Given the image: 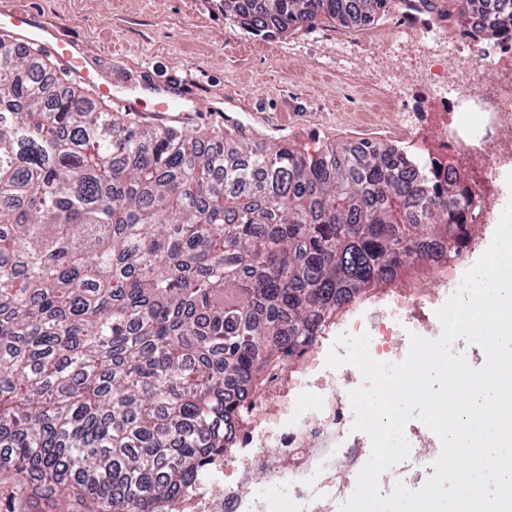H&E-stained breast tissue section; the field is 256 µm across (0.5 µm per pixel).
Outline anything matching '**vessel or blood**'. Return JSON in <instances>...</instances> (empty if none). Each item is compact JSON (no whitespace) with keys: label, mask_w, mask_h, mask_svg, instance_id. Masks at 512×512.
<instances>
[{"label":"vessel or blood","mask_w":512,"mask_h":512,"mask_svg":"<svg viewBox=\"0 0 512 512\" xmlns=\"http://www.w3.org/2000/svg\"><path fill=\"white\" fill-rule=\"evenodd\" d=\"M0 35L17 45H37L53 55L68 71L88 85L96 98L112 97V88L101 83L96 70L90 69L82 46L57 35L54 28L31 14L16 10L0 13Z\"/></svg>","instance_id":"obj_1"}]
</instances>
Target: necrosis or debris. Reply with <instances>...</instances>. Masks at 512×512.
<instances>
[{
    "mask_svg": "<svg viewBox=\"0 0 512 512\" xmlns=\"http://www.w3.org/2000/svg\"><path fill=\"white\" fill-rule=\"evenodd\" d=\"M395 14L396 26L416 34L432 56L459 60L460 76L441 77L433 85L448 119L443 147L482 155L481 169L464 166L460 172L482 196L493 195L503 168L512 164V46H502L493 58L471 52L468 40L450 32L424 0H400ZM472 266L463 260L444 288L406 284L381 306L355 311L344 333L368 334L369 353L377 361L403 362L410 334L427 335L438 324L437 310L460 289ZM326 357L316 352L296 377L284 368L271 370L265 386L250 398L249 423L235 433L245 453L226 465L235 478L224 484V512H279L283 499L288 512H340L354 493L371 440L354 428L349 393L367 381L357 367L328 368ZM405 435L410 454L397 475L381 474L382 495L398 481L411 489L423 486L440 454L421 426L407 425ZM250 472L261 474V489L239 482V474Z\"/></svg>",
    "mask_w": 512,
    "mask_h": 512,
    "instance_id": "1",
    "label": "necrosis or debris"
}]
</instances>
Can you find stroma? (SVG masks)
<instances>
[{"instance_id": "1", "label": "stroma", "mask_w": 512, "mask_h": 512, "mask_svg": "<svg viewBox=\"0 0 512 512\" xmlns=\"http://www.w3.org/2000/svg\"><path fill=\"white\" fill-rule=\"evenodd\" d=\"M84 45L121 90L143 75L179 93L166 126L230 133L259 145L282 140L308 151L369 139L434 150L444 117L430 83L454 74L418 38L374 42L372 31L319 24L262 38L224 18L223 0H0ZM407 76L405 84L395 72Z\"/></svg>"}]
</instances>
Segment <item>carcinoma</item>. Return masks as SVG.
Listing matches in <instances>:
<instances>
[{"label":"carcinoma","instance_id":"carcinoma-1","mask_svg":"<svg viewBox=\"0 0 512 512\" xmlns=\"http://www.w3.org/2000/svg\"><path fill=\"white\" fill-rule=\"evenodd\" d=\"M397 0H224L263 37L365 29ZM482 44L512 0H427ZM0 41V479L83 512H173L232 446L240 403L333 318L459 260L481 197L453 157L140 128Z\"/></svg>","mask_w":512,"mask_h":512}]
</instances>
